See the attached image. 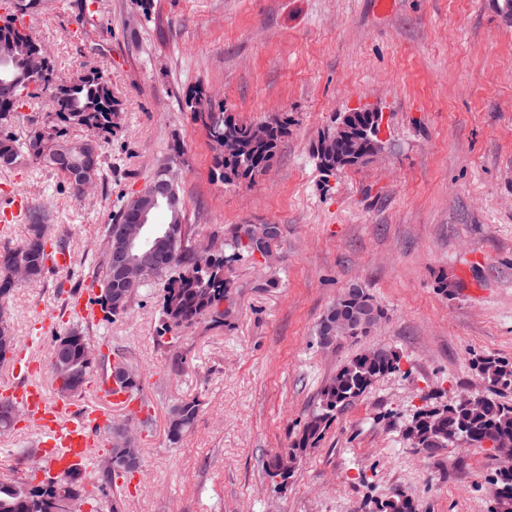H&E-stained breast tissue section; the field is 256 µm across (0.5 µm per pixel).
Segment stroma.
<instances>
[{
    "instance_id": "1",
    "label": "stroma",
    "mask_w": 512,
    "mask_h": 512,
    "mask_svg": "<svg viewBox=\"0 0 512 512\" xmlns=\"http://www.w3.org/2000/svg\"><path fill=\"white\" fill-rule=\"evenodd\" d=\"M47 0L28 24L62 74L104 73L123 107L103 175L76 199L48 169L0 170V196L42 205L68 242V270L17 283L5 307L15 336L37 320L46 360L78 321L84 290L123 202L171 166L193 242L222 243L238 224H276L272 262L241 257L226 276L223 324L164 332L159 288L128 312L85 325L91 344L120 350L142 375V468L122 500L91 487L97 512H364L366 497L407 492L419 512H487L500 461L449 445L429 457L400 427L426 396L451 402L487 386L472 363L512 359V24L503 0ZM201 88L248 122L287 118L270 171L227 185L213 147L183 107ZM354 108L383 115L384 148L323 176L312 143ZM181 144L180 158L171 147ZM452 292H443L440 281ZM358 284L383 308L368 335L322 350L313 329ZM388 345L398 372L380 378L300 457L287 491L265 466L288 448L321 389L361 351ZM199 402L193 430L171 443V405ZM38 434H0V481L38 484Z\"/></svg>"
}]
</instances>
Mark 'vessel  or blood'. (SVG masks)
<instances>
[{"label": "vessel or blood", "mask_w": 512, "mask_h": 512, "mask_svg": "<svg viewBox=\"0 0 512 512\" xmlns=\"http://www.w3.org/2000/svg\"><path fill=\"white\" fill-rule=\"evenodd\" d=\"M35 333L29 336L17 357V369L27 377L24 385H0V394L16 403L29 423L39 430L42 464L49 471L58 473L81 467L89 468V450L95 443L96 431L101 427V416L94 411L71 415L66 404L48 400L43 387L37 382L40 367L34 355L39 336L45 333L46 323L34 325Z\"/></svg>", "instance_id": "vessel-or-blood-1"}]
</instances>
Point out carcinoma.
I'll return each mask as SVG.
<instances>
[{
	"mask_svg": "<svg viewBox=\"0 0 512 512\" xmlns=\"http://www.w3.org/2000/svg\"><path fill=\"white\" fill-rule=\"evenodd\" d=\"M7 15L0 14V50L8 57L0 60V167H44L70 178V167L56 162L66 158L75 164L82 161L85 151H96L94 179H99L103 150L109 136L118 128L121 108L112 94V87L102 76L79 73L65 77L56 65H51L49 76L42 86L30 90L25 60L34 48L41 45L24 18L40 11L43 0H7ZM202 90L196 89L186 96L185 106L201 122L207 137L214 146V167L226 184L252 180L273 160L288 135V118L267 122L268 133L263 141L252 137V123L241 122L228 115L224 107H218L220 122L208 124L204 113L196 109L197 98ZM45 98L44 117L31 124L25 137L13 132L15 115L35 100ZM80 127L88 136L74 140L68 136V128ZM237 140V153L224 155V137ZM341 145H333L327 153L311 152L318 169L326 176L336 174V151ZM164 211L167 221L155 225L151 219L158 211ZM146 215L149 232L165 237V246L148 264L139 288L152 282L163 284L161 321L164 330L172 327H188L203 318L221 324L230 315V309L221 305L230 300L229 281L224 271L237 256L246 252L258 255L266 262L273 260L272 245L279 236L276 224H239L224 240V251L213 257H203L194 251L191 228L184 224L183 201L175 193L171 199L158 205L144 197L133 196L121 205L112 223L105 228V248L98 263L92 284L101 289L99 305L105 317L113 319L124 315L138 292L127 288L117 278L112 266V249L115 245L114 230L131 217ZM24 221L27 235L17 243L0 251V300L9 297L15 283L11 277L15 268L23 266L28 280L40 279L47 270L46 261L51 253L68 250L65 239L43 238V229L32 222V213L26 212ZM337 308L343 313L366 321H381L384 310L358 284L346 288L328 311ZM88 337L80 327L70 329L56 338L48 352L51 381L81 382V389L74 398L82 397L91 381L110 383L114 380L138 394L142 390V376L120 353H103L92 361L86 357L84 345ZM401 354L387 345L379 352L364 351L344 364L319 393L315 409L304 422L295 440L288 448V456L297 460L309 448L322 440L326 428L355 403L381 377L400 368ZM477 374L492 388V394L481 397V407L473 411L464 405L445 403L424 405L411 416L412 429L403 433V439L414 449L429 452L434 444L443 447L468 439L481 448L488 440L498 443L493 448L500 466L490 480L492 506L490 512H512V403L499 399L502 391H512V360L484 356L473 363ZM199 413L195 399L181 400L168 411L170 442L178 443L194 427ZM19 419L15 405L0 399V433L13 429ZM112 459L114 468L103 472V480L115 485L128 481L141 467L140 448L125 440L122 430L112 426ZM72 488L82 492L86 503L93 497L88 492L84 477L73 468L60 475L55 485L26 483H0V512H63L64 493ZM369 512H417L414 500L400 490L385 499L372 497L365 501Z\"/></svg>",
	"mask_w": 512,
	"mask_h": 512,
	"instance_id": "1",
	"label": "carcinoma"
}]
</instances>
